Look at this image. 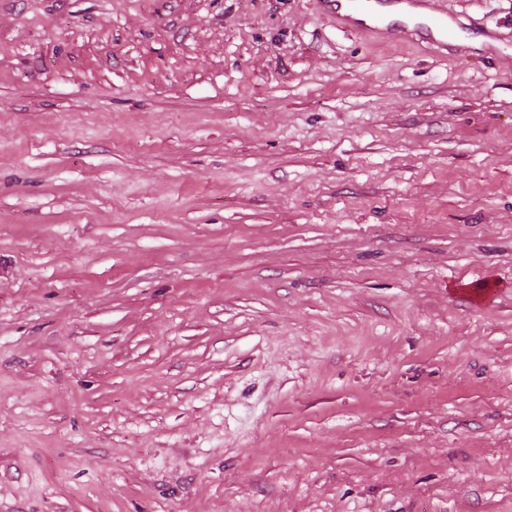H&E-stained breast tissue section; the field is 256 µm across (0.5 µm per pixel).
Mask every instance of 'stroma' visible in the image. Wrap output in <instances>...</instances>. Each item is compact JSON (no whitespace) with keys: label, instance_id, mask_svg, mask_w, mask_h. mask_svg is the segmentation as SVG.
I'll return each instance as SVG.
<instances>
[{"label":"stroma","instance_id":"1","mask_svg":"<svg viewBox=\"0 0 512 512\" xmlns=\"http://www.w3.org/2000/svg\"><path fill=\"white\" fill-rule=\"evenodd\" d=\"M0 512H512V60L0 0Z\"/></svg>","mask_w":512,"mask_h":512}]
</instances>
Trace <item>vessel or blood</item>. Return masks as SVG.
I'll return each instance as SVG.
<instances>
[{"mask_svg":"<svg viewBox=\"0 0 512 512\" xmlns=\"http://www.w3.org/2000/svg\"><path fill=\"white\" fill-rule=\"evenodd\" d=\"M445 0H321L337 26L374 41L412 42L440 55L492 49L499 33L449 13Z\"/></svg>","mask_w":512,"mask_h":512,"instance_id":"obj_1","label":"vessel or blood"}]
</instances>
